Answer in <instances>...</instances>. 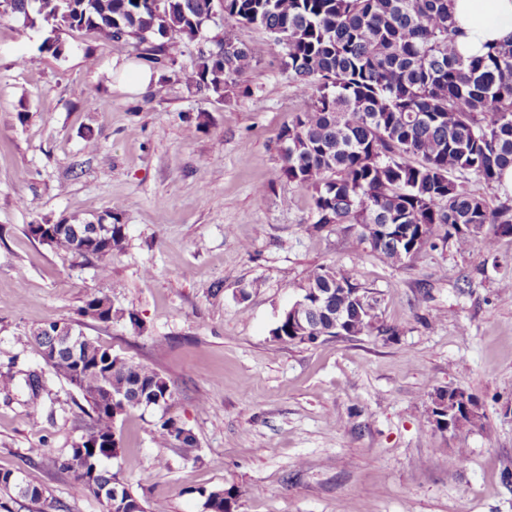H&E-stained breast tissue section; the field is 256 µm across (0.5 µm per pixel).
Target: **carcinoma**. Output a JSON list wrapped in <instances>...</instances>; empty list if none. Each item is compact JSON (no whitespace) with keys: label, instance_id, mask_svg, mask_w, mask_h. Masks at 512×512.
Wrapping results in <instances>:
<instances>
[{"label":"carcinoma","instance_id":"obj_1","mask_svg":"<svg viewBox=\"0 0 512 512\" xmlns=\"http://www.w3.org/2000/svg\"><path fill=\"white\" fill-rule=\"evenodd\" d=\"M451 0H219L228 25H252L276 35L285 45L291 72L306 108L295 113L281 136L278 177L312 193L316 223L398 224L401 237L381 243L355 236L357 248L370 249L383 262L402 264L425 247L449 239L461 249L479 241L492 252L498 238L512 235V206L492 208L488 193L512 169V42L498 43L481 56L456 52L458 37ZM214 0H0V14L21 15L51 27L41 49L62 54L57 29L65 26L107 42L120 35L135 41L141 58L159 64L171 32L197 39ZM218 50L198 51L196 69L186 80L199 92L224 98V91L254 61L250 48L230 36L215 41ZM471 175L485 186L467 187ZM122 208L113 207L112 232L101 244H82L84 224L27 225V232L49 246L97 263L109 275L112 255L123 251ZM365 291L345 269L319 268L300 287L302 323L282 316L272 336L314 343L323 336L358 292ZM378 300L351 317L347 336L386 333ZM82 316L103 323L128 318L109 295H92ZM65 325L49 321L32 339L47 366L87 403L91 420L69 451L53 459L73 475L81 490L109 497L120 486L115 512H154L119 474L104 466L113 445L121 444L115 423L132 409L165 407L173 397L159 372L120 358L112 348L78 334L67 343L57 335ZM483 428L478 412L465 416L451 435ZM155 437L190 457L195 437L181 423L162 416ZM0 490L43 504V489L0 470ZM205 497L206 512H230L234 489Z\"/></svg>","mask_w":512,"mask_h":512}]
</instances>
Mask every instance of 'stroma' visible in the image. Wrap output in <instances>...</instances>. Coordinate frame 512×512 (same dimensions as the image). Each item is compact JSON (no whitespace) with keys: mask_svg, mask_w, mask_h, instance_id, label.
Here are the masks:
<instances>
[{"mask_svg":"<svg viewBox=\"0 0 512 512\" xmlns=\"http://www.w3.org/2000/svg\"><path fill=\"white\" fill-rule=\"evenodd\" d=\"M227 32L256 60L218 100L173 80L129 91L133 45L64 30L56 58L42 26L0 18V470L42 487L54 512H104L52 464L87 405L29 339L101 291L141 323L82 332L163 375V413L197 441L187 461L156 442L162 412L116 422L108 468L166 512H203V492L232 486L236 512H512V236L492 254L447 243L390 266L345 225L316 227L310 192L276 176L279 136L305 108L285 49L214 9L204 38ZM116 205L127 244L105 279L26 233ZM323 266L350 270L393 335L275 340ZM448 387L478 398L485 430L454 439L424 423L428 393Z\"/></svg>","mask_w":512,"mask_h":512,"instance_id":"stroma-1","label":"stroma"}]
</instances>
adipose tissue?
Returning <instances> with one entry per match:
<instances>
[{"label": "adipose tissue", "instance_id": "1", "mask_svg": "<svg viewBox=\"0 0 512 512\" xmlns=\"http://www.w3.org/2000/svg\"><path fill=\"white\" fill-rule=\"evenodd\" d=\"M451 10L460 29L455 48L463 56L512 40V0H452Z\"/></svg>", "mask_w": 512, "mask_h": 512}]
</instances>
